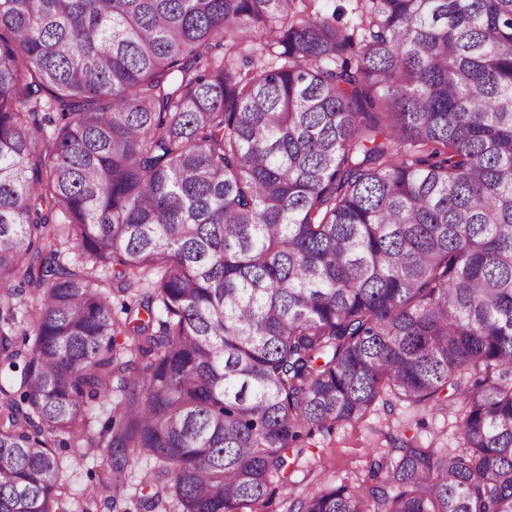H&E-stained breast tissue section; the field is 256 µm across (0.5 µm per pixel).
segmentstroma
Returning a JSON list of instances; mask_svg holds the SVG:
<instances>
[{
  "label": "stroma",
  "mask_w": 512,
  "mask_h": 512,
  "mask_svg": "<svg viewBox=\"0 0 512 512\" xmlns=\"http://www.w3.org/2000/svg\"><path fill=\"white\" fill-rule=\"evenodd\" d=\"M452 412L428 413L386 396L378 400L362 421L336 427L332 433H314L305 440L302 454L288 470L289 485L281 489L270 512H290L294 501L306 490L323 489L348 480H368L373 452L385 451L393 437H407L434 448L457 447ZM150 469L146 463L133 466L124 496L108 504L99 485V463L88 459L65 470L64 483L73 493L89 497L95 512H145L139 498L140 485Z\"/></svg>",
  "instance_id": "35a3bbf8"
}]
</instances>
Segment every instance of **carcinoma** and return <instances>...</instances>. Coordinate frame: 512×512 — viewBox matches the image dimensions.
Masks as SVG:
<instances>
[{"mask_svg": "<svg viewBox=\"0 0 512 512\" xmlns=\"http://www.w3.org/2000/svg\"><path fill=\"white\" fill-rule=\"evenodd\" d=\"M360 2L0 0V512H269L385 395L461 444L291 512H512V0ZM100 460L89 458L80 466L64 470L62 480L72 490V493L87 495L93 503V512H147L140 504L139 497L152 493V489L140 485L146 474L151 475L149 465L138 462L131 470L128 487L125 495L116 501V505L107 503L108 492L99 485ZM97 510V511H96Z\"/></svg>", "mask_w": 512, "mask_h": 512, "instance_id": "obj_1", "label": "carcinoma"}]
</instances>
